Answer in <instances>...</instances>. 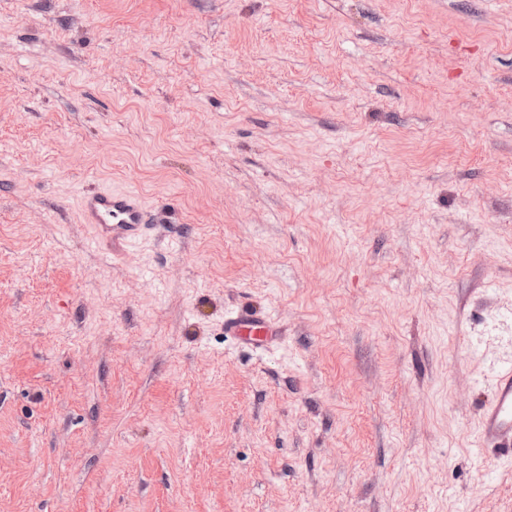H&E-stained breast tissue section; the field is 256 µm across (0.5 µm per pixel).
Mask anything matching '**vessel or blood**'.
<instances>
[{"label":"vessel or blood","instance_id":"1","mask_svg":"<svg viewBox=\"0 0 512 512\" xmlns=\"http://www.w3.org/2000/svg\"><path fill=\"white\" fill-rule=\"evenodd\" d=\"M81 216L93 230L92 244L112 256L146 241L158 224V216L141 193L133 188H97L84 192ZM224 334L253 347L277 343L283 330L271 314L241 306L224 317ZM481 447L494 449L504 459L512 457V364H501L492 379L491 395L479 421Z\"/></svg>","mask_w":512,"mask_h":512}]
</instances>
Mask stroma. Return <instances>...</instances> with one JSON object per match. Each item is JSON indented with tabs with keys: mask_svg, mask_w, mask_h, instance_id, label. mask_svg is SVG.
Wrapping results in <instances>:
<instances>
[{
	"mask_svg": "<svg viewBox=\"0 0 512 512\" xmlns=\"http://www.w3.org/2000/svg\"><path fill=\"white\" fill-rule=\"evenodd\" d=\"M507 361L512 0H0V512H512ZM80 211L93 229L91 243L113 257L146 241L159 223L157 214L133 188L84 192ZM224 334L238 343L259 348L277 343L283 330L273 315L240 306L224 316ZM478 454L493 448L503 459L512 457V364H501L492 379L491 395L485 401L478 425ZM486 447V448H485Z\"/></svg>",
	"mask_w": 512,
	"mask_h": 512,
	"instance_id": "1",
	"label": "stroma"
}]
</instances>
